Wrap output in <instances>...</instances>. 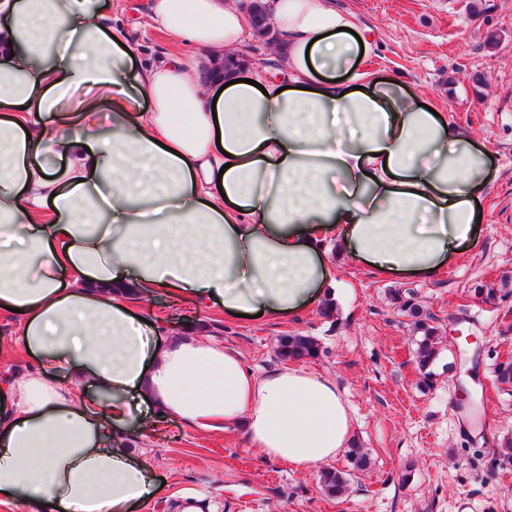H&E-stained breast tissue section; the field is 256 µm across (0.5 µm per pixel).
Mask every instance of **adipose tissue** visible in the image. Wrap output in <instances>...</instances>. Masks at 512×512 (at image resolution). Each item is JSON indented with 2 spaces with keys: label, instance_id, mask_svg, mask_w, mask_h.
Returning <instances> with one entry per match:
<instances>
[{
  "label": "adipose tissue",
  "instance_id": "obj_1",
  "mask_svg": "<svg viewBox=\"0 0 512 512\" xmlns=\"http://www.w3.org/2000/svg\"><path fill=\"white\" fill-rule=\"evenodd\" d=\"M267 8L277 77L205 88L202 70L258 38L235 0H152L182 50L144 68L102 0H0V312L17 309L37 362L0 379V505L134 512L159 492L125 448L140 414L243 426L298 470L347 450L335 381L256 374L232 346L139 320L120 287L289 317L330 283L327 242L430 277L478 237L485 143L365 68L354 12Z\"/></svg>",
  "mask_w": 512,
  "mask_h": 512
}]
</instances>
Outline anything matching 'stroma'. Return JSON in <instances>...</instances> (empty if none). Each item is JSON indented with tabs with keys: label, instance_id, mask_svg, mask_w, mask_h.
I'll return each instance as SVG.
<instances>
[{
	"label": "stroma",
	"instance_id": "stroma-1",
	"mask_svg": "<svg viewBox=\"0 0 512 512\" xmlns=\"http://www.w3.org/2000/svg\"><path fill=\"white\" fill-rule=\"evenodd\" d=\"M334 2L374 35L368 66L486 141L495 175L481 202L479 237L431 278L384 277L330 253L328 314L317 300L289 318L231 320L190 298L171 304L159 291L131 299L136 315L234 346L259 372L282 366L280 337H313L318 355L300 365L336 381L353 437L372 461L335 500L322 490L318 470L267 459L242 426L189 428L172 419L127 440L164 486L140 512H182L191 498L210 512H512V461L494 450L512 432V393L499 390L493 374L512 353V296L473 292L512 280V0ZM148 12L149 0H112L102 19L124 32L143 65L177 50ZM398 288L414 290L443 331L438 379L425 392L411 328L393 304ZM16 330V320L1 314L0 369L22 377L36 361L16 345Z\"/></svg>",
	"mask_w": 512,
	"mask_h": 512
}]
</instances>
